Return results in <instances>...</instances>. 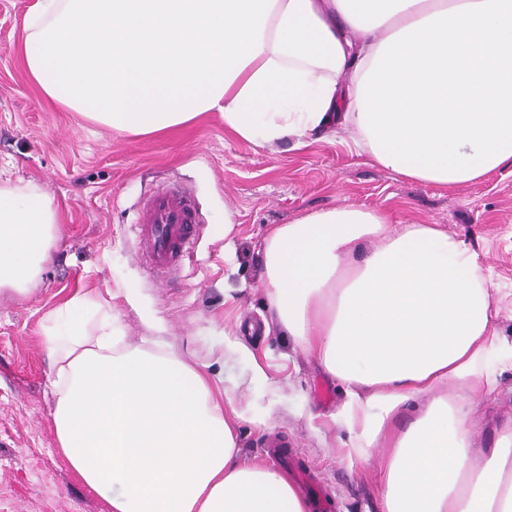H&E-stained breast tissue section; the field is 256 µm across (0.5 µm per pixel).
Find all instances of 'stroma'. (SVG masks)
Returning <instances> with one entry per match:
<instances>
[{
    "instance_id": "1",
    "label": "stroma",
    "mask_w": 512,
    "mask_h": 512,
    "mask_svg": "<svg viewBox=\"0 0 512 512\" xmlns=\"http://www.w3.org/2000/svg\"><path fill=\"white\" fill-rule=\"evenodd\" d=\"M33 2L0 0V176L48 193L61 236L26 294L0 292V512H110L59 453L51 423L43 338L77 293L112 313L129 345L149 350L161 337L207 365L242 415L243 459H262L264 444L279 439L332 512H380L375 479L385 451L350 454L347 433L332 422L342 386L280 330L244 329L270 318L262 241L272 225L334 207L440 225L481 254L498 290L496 326L512 339V165L447 188L395 175L338 138L300 148L241 141L215 114L164 135L113 132L50 102L31 79L22 46ZM166 185L193 197L201 228L179 267L159 273L135 222ZM151 320L163 333L148 330ZM474 418L484 430L479 447H494L499 423L512 418L511 369Z\"/></svg>"
}]
</instances>
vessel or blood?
Here are the masks:
<instances>
[{"instance_id":"1","label":"vessel or blood","mask_w":512,"mask_h":512,"mask_svg":"<svg viewBox=\"0 0 512 512\" xmlns=\"http://www.w3.org/2000/svg\"><path fill=\"white\" fill-rule=\"evenodd\" d=\"M199 213L189 194L175 186L158 190L146 201L137 224L140 246L154 271L174 269L188 253Z\"/></svg>"}]
</instances>
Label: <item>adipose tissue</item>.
<instances>
[{"mask_svg":"<svg viewBox=\"0 0 512 512\" xmlns=\"http://www.w3.org/2000/svg\"><path fill=\"white\" fill-rule=\"evenodd\" d=\"M23 51L49 100L132 136L216 112L242 141L331 130L441 186L512 164V0H36ZM59 235L49 195L0 179L1 289L26 293ZM263 252L271 315L345 388L353 452L386 451L381 512H512V419L473 455L472 407L512 368L479 253L367 208L275 225ZM95 306L68 299L45 344L59 451L111 512H310L242 461L224 388L167 341L120 348Z\"/></svg>","mask_w":512,"mask_h":512,"instance_id":"1","label":"adipose tissue"}]
</instances>
